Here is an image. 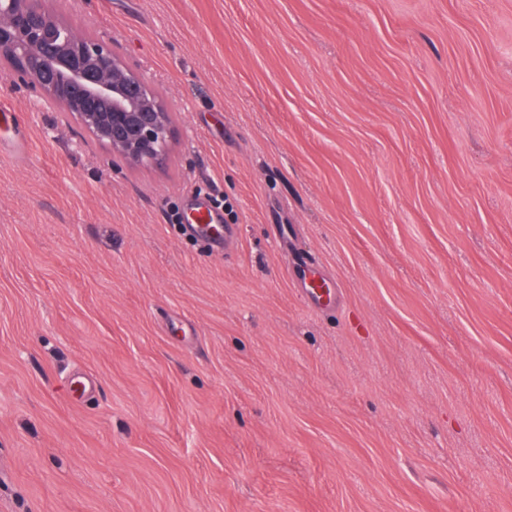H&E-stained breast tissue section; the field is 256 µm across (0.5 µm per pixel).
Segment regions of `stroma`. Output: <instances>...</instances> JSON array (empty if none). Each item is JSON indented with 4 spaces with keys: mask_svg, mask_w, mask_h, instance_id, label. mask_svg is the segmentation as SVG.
Returning <instances> with one entry per match:
<instances>
[{
    "mask_svg": "<svg viewBox=\"0 0 512 512\" xmlns=\"http://www.w3.org/2000/svg\"><path fill=\"white\" fill-rule=\"evenodd\" d=\"M53 7L175 138L0 78V512H512V0Z\"/></svg>",
    "mask_w": 512,
    "mask_h": 512,
    "instance_id": "1",
    "label": "stroma"
}]
</instances>
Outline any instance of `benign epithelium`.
I'll use <instances>...</instances> for the list:
<instances>
[{
    "instance_id": "7a95c632",
    "label": "benign epithelium",
    "mask_w": 512,
    "mask_h": 512,
    "mask_svg": "<svg viewBox=\"0 0 512 512\" xmlns=\"http://www.w3.org/2000/svg\"><path fill=\"white\" fill-rule=\"evenodd\" d=\"M33 0H0V63L58 103L112 154L133 164L162 162L175 137L165 102L92 37L70 32Z\"/></svg>"
}]
</instances>
